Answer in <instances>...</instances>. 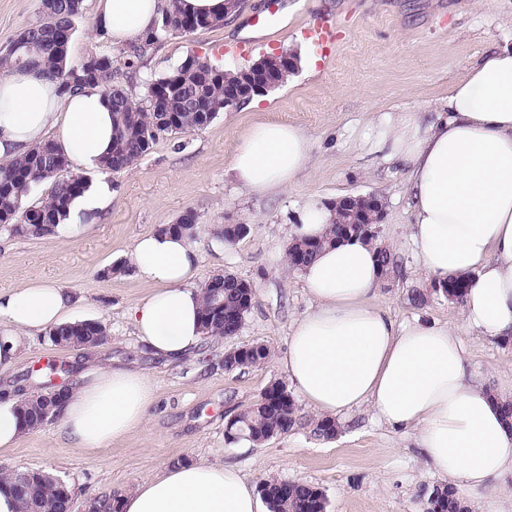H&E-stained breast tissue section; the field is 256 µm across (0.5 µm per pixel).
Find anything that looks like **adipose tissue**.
Listing matches in <instances>:
<instances>
[{
  "label": "adipose tissue",
  "instance_id": "adipose-tissue-1",
  "mask_svg": "<svg viewBox=\"0 0 512 512\" xmlns=\"http://www.w3.org/2000/svg\"><path fill=\"white\" fill-rule=\"evenodd\" d=\"M171 0H95L94 23L114 46L140 43ZM112 108L101 89L62 91L38 69L0 79V162L53 141L79 168H99L112 147ZM355 146L407 168L409 238L433 282L465 278L463 319L474 334L512 337V48L485 54L453 84L442 108L379 113ZM313 140L301 127L261 123L236 144L227 172L253 196L290 188ZM137 278L152 286L133 311L153 355L175 360L200 347L201 293L190 236L152 232L132 251ZM308 309L289 327L279 360L302 400L337 418L370 406L394 429L414 430L443 479L483 493L512 473V428L485 383L466 370L454 329L397 322L372 304L382 283L375 248L354 237L324 248L304 269ZM67 297L52 282L0 291V371L14 367L24 338L63 325ZM154 391L141 372L89 366L58 413V429L92 452L142 428ZM122 512H265L262 496L232 465L203 460L142 479Z\"/></svg>",
  "mask_w": 512,
  "mask_h": 512
}]
</instances>
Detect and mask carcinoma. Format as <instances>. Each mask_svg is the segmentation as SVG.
Returning <instances> with one entry per match:
<instances>
[{
	"label": "carcinoma",
	"mask_w": 512,
	"mask_h": 512,
	"mask_svg": "<svg viewBox=\"0 0 512 512\" xmlns=\"http://www.w3.org/2000/svg\"><path fill=\"white\" fill-rule=\"evenodd\" d=\"M83 0H41V15L36 22L20 31L38 43L39 50L34 58L26 62L20 58L15 44L0 51V74L6 75L15 68L42 67L52 77L60 80L64 89L72 88L71 74L76 67L70 65L69 45L76 30V22L82 13ZM223 22L220 17L187 15L180 11L178 0H172V10L162 19L160 27L154 29L143 43L131 46V52L123 51L116 55L95 54L93 58L102 62V68L91 83L99 86L108 98L113 112L115 136L112 149L104 167L111 172L124 169L148 154L160 136L181 131L183 133L200 129L211 123L224 111V90L240 82L243 72L251 69L246 65L234 71L211 65L214 76L209 80L180 64L173 74L181 76L185 92L192 98L167 99L159 91L169 84L171 75L151 79L146 84L143 100L136 102L129 91L115 81L123 69H131L144 56L146 48L170 33L188 34L201 29H210ZM172 110L178 116L173 127L158 124L161 111ZM68 159L59 153L50 142L34 147L26 155L0 163V230L12 236L43 237L54 233V228L62 223L74 198L82 194L87 180L82 176L60 177L66 170ZM53 182L47 200L26 206L21 197L29 195L31 189L42 182ZM196 223V214L184 212L174 225L166 230L177 233H191ZM365 236L361 224H331L326 236L320 240H305L293 244L288 250V261L292 269L301 271L326 245L335 244L342 238ZM378 260L384 277L391 280L398 271V257L388 247L379 250ZM224 280V311L216 314L212 309L211 289L203 287L200 324L204 334L230 337L237 325L250 311L255 294H247L240 287V279L232 274L221 276ZM80 331L79 346L95 348L101 345V337L107 335L106 326L100 321L79 323L75 329L63 325L50 330L52 336H73ZM270 355L268 346L261 352L239 361L232 356H224V369L234 371L240 368L264 363ZM330 419L306 418L300 414L295 398H290L288 409L278 406H250L238 413L231 421L232 429L240 433V438L253 445L263 444L269 439L286 435L297 427L305 426L310 434L319 440L333 439L329 431ZM282 481L270 479L265 482L264 497L267 501L277 500L278 512H321L326 508L323 491L317 487L290 482L288 492H278ZM436 500H427L426 512H432L434 503L446 508V512H472L471 507L460 496L457 489L442 485L433 489ZM21 503L20 512L38 509L40 512H59L63 508L61 490L50 476L32 486L23 495H17Z\"/></svg>",
	"instance_id": "carcinoma-1"
}]
</instances>
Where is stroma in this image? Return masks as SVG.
I'll return each instance as SVG.
<instances>
[{
	"instance_id": "35a3bbf8",
	"label": "stroma",
	"mask_w": 512,
	"mask_h": 512,
	"mask_svg": "<svg viewBox=\"0 0 512 512\" xmlns=\"http://www.w3.org/2000/svg\"><path fill=\"white\" fill-rule=\"evenodd\" d=\"M40 10V0H0V49ZM320 18L331 24L332 42L304 36ZM496 46H512V0H241L222 25L173 33L150 46L138 68L118 76L137 100L148 79L171 73L190 54L235 70L287 50L298 55L299 68L251 104L224 110L202 129L163 135L148 155L108 174L102 205L77 218L84 232L26 238L0 230V290L57 283L68 293L70 319L99 320L108 329L107 341L93 349L57 347L45 331L26 338L0 385L20 398L69 389L95 362L140 369L155 394L143 429L88 453L72 447L51 420L17 447L0 450V474L28 469L60 479L72 492L73 512H88L95 497L123 496L166 466L205 459L236 465L255 484L275 478L317 486L327 512H425L439 476L415 432L390 428L370 408L343 417L338 436L329 441L301 428L254 446L228 441L226 426L268 385L285 378L275 358L309 300L283 245L314 199L382 197L379 241L401 255L405 272L383 284L374 304L400 322L421 318L461 330L468 372L495 389L512 386V340L464 333L460 305L432 294L408 238L404 175L359 152L351 140L374 113L434 111L470 64ZM112 49L95 30L93 0H83L71 65ZM264 122L300 125L315 146L310 166L292 188L258 198L237 190L226 170L238 139ZM188 209L197 216L196 286L230 273L249 282L256 297L235 336L205 339L201 349L168 361L145 352L131 320L133 307L151 293L132 274L131 252L140 235L175 223ZM227 224L246 227L229 248L218 236ZM416 291L429 293L426 305L412 304ZM253 343L267 345L271 359L226 371L225 353Z\"/></svg>"
}]
</instances>
